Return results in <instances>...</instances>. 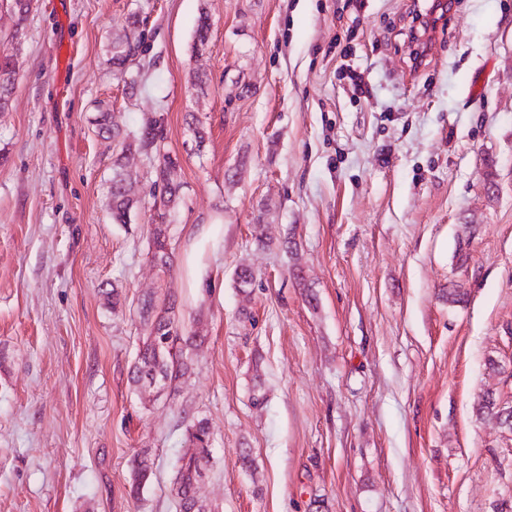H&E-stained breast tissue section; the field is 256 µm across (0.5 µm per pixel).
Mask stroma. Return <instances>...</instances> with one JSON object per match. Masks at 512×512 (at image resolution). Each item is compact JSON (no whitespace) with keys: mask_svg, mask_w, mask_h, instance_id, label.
<instances>
[{"mask_svg":"<svg viewBox=\"0 0 512 512\" xmlns=\"http://www.w3.org/2000/svg\"><path fill=\"white\" fill-rule=\"evenodd\" d=\"M52 2L22 23L0 7L20 72L0 112V512H177L196 418L215 512H512V431L477 412L512 406V0H455L421 45V0ZM134 14L131 96L107 46ZM102 106L123 131L164 123L171 268L149 210L111 220ZM195 224L221 238L203 288ZM146 293L205 338L158 397L130 382ZM204 254L194 245L183 260L184 272L187 282L192 288H200L207 278L210 282L215 278V272L209 264L203 261ZM152 463L146 458L136 457L131 470L130 492L134 498H139L143 489L148 484L152 474Z\"/></svg>","mask_w":512,"mask_h":512,"instance_id":"35a3bbf8","label":"stroma"}]
</instances>
